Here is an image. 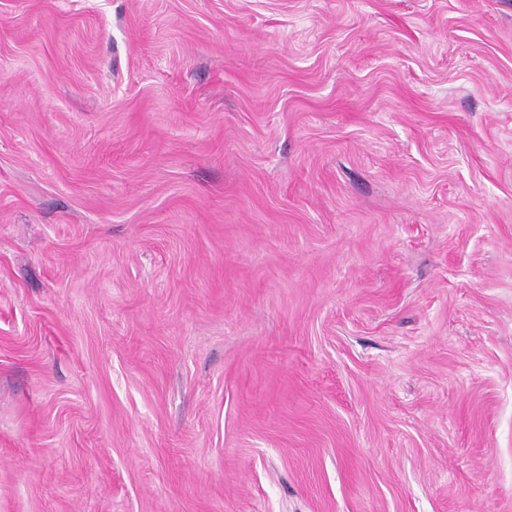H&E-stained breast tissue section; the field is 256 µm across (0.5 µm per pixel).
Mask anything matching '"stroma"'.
<instances>
[{"label": "stroma", "mask_w": 512, "mask_h": 512, "mask_svg": "<svg viewBox=\"0 0 512 512\" xmlns=\"http://www.w3.org/2000/svg\"><path fill=\"white\" fill-rule=\"evenodd\" d=\"M0 512H512V0H0Z\"/></svg>", "instance_id": "stroma-1"}]
</instances>
